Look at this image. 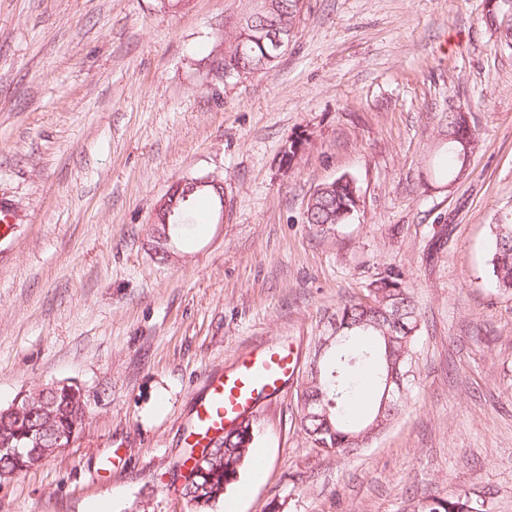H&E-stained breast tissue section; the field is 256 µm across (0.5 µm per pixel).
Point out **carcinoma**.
Returning <instances> with one entry per match:
<instances>
[{
  "label": "carcinoma",
  "instance_id": "1",
  "mask_svg": "<svg viewBox=\"0 0 512 512\" xmlns=\"http://www.w3.org/2000/svg\"><path fill=\"white\" fill-rule=\"evenodd\" d=\"M272 12L279 21L290 26L296 18L293 0H271ZM275 61L265 56L261 48L242 58H229L230 79L241 75L263 72L274 67ZM449 162L444 177L456 180L463 169L459 154L460 140L476 136L461 112L448 115ZM354 179L343 175L329 183V188L314 197L307 205L305 222L320 234L329 233L351 217L349 208L356 209ZM489 273L496 288L512 292V216L500 215L489 225ZM336 319L342 325L338 341L327 347L319 379L312 377L301 383L297 398L301 406L309 400L319 401L318 414L300 415V426L311 447L327 455L343 456L368 447L379 434H363L367 424H356L346 407L355 395L352 378L354 371L365 365L378 368V394L370 406L369 421H374L381 408L382 392L388 376V356L400 359L399 371L405 389L415 380L413 370V342L418 330L420 313L412 292L402 275L385 271L372 280L362 296L340 303ZM53 416L37 412L19 419L0 417V445L11 441L10 447L19 449L20 459L0 453V470L19 474L38 464L45 451L68 441L72 427L80 424V398L61 387L46 398ZM256 440L252 423L243 429L230 428L216 439V446L224 454L205 465V472L192 485V512H209L224 497V492L237 480L242 470L251 463ZM433 504L424 505V499L412 498V512H493L492 502L479 497L452 494L432 497Z\"/></svg>",
  "mask_w": 512,
  "mask_h": 512
}]
</instances>
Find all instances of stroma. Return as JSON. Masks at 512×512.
<instances>
[{
  "mask_svg": "<svg viewBox=\"0 0 512 512\" xmlns=\"http://www.w3.org/2000/svg\"><path fill=\"white\" fill-rule=\"evenodd\" d=\"M246 0H0V409L59 381L89 416L65 450L0 484V512H189L173 469L213 374L285 346L298 374L254 411V456L211 512H401L483 494L512 512V295L487 266L512 211V45L485 0H307L279 64L211 68ZM479 136L439 174L444 117ZM306 139L293 166L281 151ZM359 187L349 223L305 222L320 184ZM228 203L173 236L150 225L176 181ZM422 314L415 381L368 448L327 457L299 425L300 375L337 305L385 269Z\"/></svg>",
  "mask_w": 512,
  "mask_h": 512,
  "instance_id": "1",
  "label": "stroma"
}]
</instances>
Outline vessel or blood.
I'll return each mask as SVG.
<instances>
[{
    "instance_id": "vessel-or-blood-1",
    "label": "vessel or blood",
    "mask_w": 512,
    "mask_h": 512,
    "mask_svg": "<svg viewBox=\"0 0 512 512\" xmlns=\"http://www.w3.org/2000/svg\"><path fill=\"white\" fill-rule=\"evenodd\" d=\"M296 361L284 349H264L239 358L231 369L208 381V395L196 410L195 443L205 445L238 415L253 412L260 398L281 392Z\"/></svg>"
}]
</instances>
